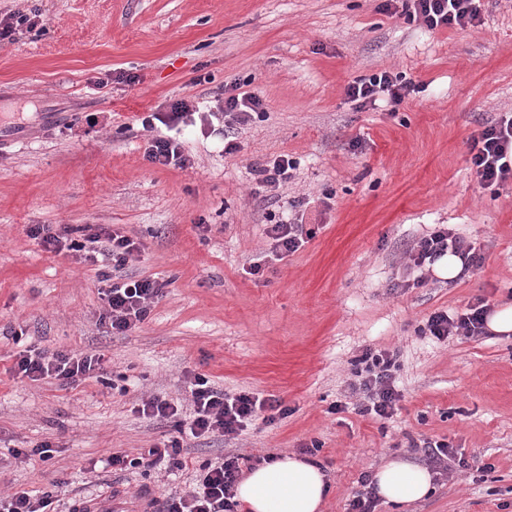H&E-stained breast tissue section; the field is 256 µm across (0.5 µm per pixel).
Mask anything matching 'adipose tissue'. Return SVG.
<instances>
[{
    "label": "adipose tissue",
    "mask_w": 512,
    "mask_h": 512,
    "mask_svg": "<svg viewBox=\"0 0 512 512\" xmlns=\"http://www.w3.org/2000/svg\"><path fill=\"white\" fill-rule=\"evenodd\" d=\"M376 494L383 500L413 503L434 489V476L410 460L395 457L373 474ZM329 491L326 475L316 463L284 455L252 468L235 493L247 512H320Z\"/></svg>",
    "instance_id": "adipose-tissue-1"
}]
</instances>
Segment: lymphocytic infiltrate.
I'll list each match as a JSON object with an SVG mask.
<instances>
[{
	"label": "lymphocytic infiltrate",
	"mask_w": 512,
	"mask_h": 512,
	"mask_svg": "<svg viewBox=\"0 0 512 512\" xmlns=\"http://www.w3.org/2000/svg\"><path fill=\"white\" fill-rule=\"evenodd\" d=\"M480 0H404L408 17L424 28L466 27L480 17ZM423 85L406 80L401 74L381 70L356 79L346 88L348 102L356 109L375 105L383 100L399 104L406 97L423 92ZM224 152L231 155L239 151L237 133L242 125L263 118L266 107L263 99L254 93L224 89ZM471 165L481 189L498 193L501 187L512 183V115L484 126L470 142ZM70 226L52 228L47 225L33 227L31 234L42 246L53 253L63 251L81 254L84 261H109L111 271L101 272V294L105 301L102 324L112 334L123 335L135 329L147 317L155 300L164 294L163 282L150 278L122 276L121 271L134 252L136 242L120 229L106 224L82 226L81 239H74ZM267 236L272 239V257L281 260L297 252L313 236L302 217L280 219L268 225ZM458 255L464 269L479 267L482 254L465 237L441 224L414 242L408 252L411 266L423 269L447 253ZM484 302H477L467 311L452 314L440 311L427 321L431 336L445 340L453 336L474 338L485 335L486 315ZM358 361L361 368L357 382L349 389L355 395V408L359 414L391 418L400 393L394 385L393 370L396 355L388 350L364 349ZM105 359L99 353L47 352L27 348L15 356L14 375L32 381L52 378L60 385L75 384L104 370ZM191 411L182 415L178 402L160 395L144 399L136 407L142 416L171 424L176 437L160 445L144 449L139 457L128 458L113 454L107 463L117 470L150 469L165 466L167 470H181L186 466L182 456L184 439L211 436H234L244 431L262 412L274 411L286 416L287 408L275 399L260 397L256 393L228 395L215 388L208 377L195 375L191 387ZM200 479L192 492L179 498L152 500L153 512H239L234 487L240 477L237 458L231 457L212 465L203 464Z\"/></svg>",
	"instance_id": "f902f5d3"
}]
</instances>
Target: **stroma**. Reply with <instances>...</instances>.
<instances>
[{
  "instance_id": "obj_1",
  "label": "stroma",
  "mask_w": 512,
  "mask_h": 512,
  "mask_svg": "<svg viewBox=\"0 0 512 512\" xmlns=\"http://www.w3.org/2000/svg\"><path fill=\"white\" fill-rule=\"evenodd\" d=\"M382 2L0 0V19L46 21L0 45V451L57 447L0 468V492L51 490L60 512L144 490L163 500L206 462L235 456L245 471L309 452L331 487L321 512H345L362 473L391 456L423 463L420 443L433 439L465 466L435 474L431 497L376 512H512V337L421 332L435 312L512 300V185L481 189L468 153L471 136L512 113V0H481L479 25L435 31ZM381 70L426 90L355 111L346 87ZM234 80L267 107L240 129L238 153L187 122L189 166L146 160L143 113L181 99L212 109ZM284 154L299 163L293 178L260 187L253 165ZM302 199L322 210L315 237L263 278L245 274L271 247L267 213ZM35 224L122 228L142 245L125 274L165 282L163 297L137 328L109 334L97 266L44 250L28 233ZM437 224L473 242L483 263L413 287L407 251ZM30 345L101 353L105 376L67 387L12 377L14 354ZM368 347L397 354L389 419L345 404ZM197 374L289 414L188 442L174 475L107 466L110 454L133 458L173 436L134 406L156 394L189 406ZM476 460L491 472L478 475Z\"/></svg>"
}]
</instances>
